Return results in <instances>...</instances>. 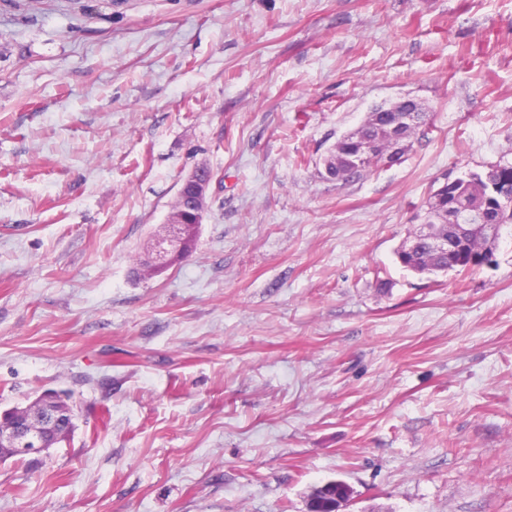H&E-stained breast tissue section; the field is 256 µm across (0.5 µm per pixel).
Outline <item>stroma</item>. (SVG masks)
Instances as JSON below:
<instances>
[{
    "mask_svg": "<svg viewBox=\"0 0 512 512\" xmlns=\"http://www.w3.org/2000/svg\"><path fill=\"white\" fill-rule=\"evenodd\" d=\"M401 98L405 160L328 178ZM498 162L512 0H0V411L77 414L0 512H512V224L473 272L395 255ZM199 166L192 255L138 271ZM197 168L190 171L185 177L182 179V183L184 185L191 184L194 189L193 197L188 201V203L184 205V202L180 200L177 195L172 206H177L181 209L182 213H184L185 217L194 218L195 223L200 226L202 223L204 214L207 209V198L208 191L210 187V182L203 183L201 182L196 174ZM352 489L344 482H328L315 487L308 496V512H335L341 501H349Z\"/></svg>",
    "mask_w": 512,
    "mask_h": 512,
    "instance_id": "stroma-1",
    "label": "stroma"
}]
</instances>
